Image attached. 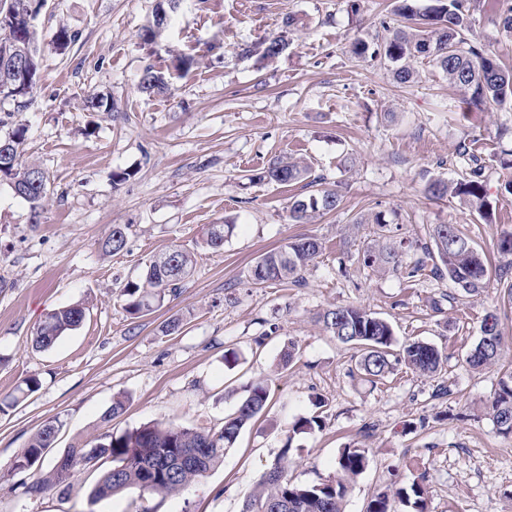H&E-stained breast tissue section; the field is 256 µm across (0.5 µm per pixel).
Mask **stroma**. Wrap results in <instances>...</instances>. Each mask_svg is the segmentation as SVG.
<instances>
[{
  "label": "stroma",
  "mask_w": 512,
  "mask_h": 512,
  "mask_svg": "<svg viewBox=\"0 0 512 512\" xmlns=\"http://www.w3.org/2000/svg\"><path fill=\"white\" fill-rule=\"evenodd\" d=\"M180 0L169 13L166 52L148 55L139 33L156 0H47L38 21L40 78L31 104L0 102V118L25 125V158L48 177L39 215L0 181V512H241L245 496L278 460L300 484L333 478L342 448L366 449L368 467L352 482L344 512H366L389 488L424 478L429 512H512V436L498 434L485 404L512 373V304L498 283L468 297L446 279L406 269L363 267L357 251L375 216L399 225L407 259L420 255L437 224L465 225L497 264L500 235L512 231V108L465 111L460 95L429 60L415 83L398 84L380 60L351 53L356 39L379 44L392 25L393 0ZM512 0H471L472 35L512 68V34L502 19ZM288 52L271 64L242 47L281 31ZM78 31L56 49L60 26ZM196 60L162 95L138 90L144 66L169 69L173 54ZM112 96L114 112H89L88 93ZM484 162L492 206L483 221L459 199L435 200L429 180L460 179L469 154ZM278 156L305 159L312 176L337 188L340 207L308 223L288 206L302 185L255 181ZM134 169L113 186L112 173ZM235 229L222 249L203 243L208 225ZM128 227L125 250L102 244L113 225ZM315 237L323 252L303 273L305 286H254L248 271L291 239ZM196 256L193 274L153 312L135 318L121 291L171 246ZM80 303L86 319L50 349L33 338L49 310ZM363 308L389 321L398 343L419 339L448 360L433 376L404 365L377 384L362 381L355 351L318 323L323 310ZM497 314L505 348L499 364L470 367L467 355L488 314ZM179 320L178 332L163 328ZM293 357L283 361L285 348ZM238 355L234 366L225 352ZM38 376L40 389L17 400ZM265 382L268 405L223 461L180 493L125 491L98 502L99 469L77 471L39 496L25 483L39 469L11 471L48 420L65 426L56 452L105 433L151 422L221 428ZM450 396L436 394L438 385ZM124 412L103 423L117 396ZM320 417L319 428L294 432Z\"/></svg>",
  "instance_id": "stroma-1"
}]
</instances>
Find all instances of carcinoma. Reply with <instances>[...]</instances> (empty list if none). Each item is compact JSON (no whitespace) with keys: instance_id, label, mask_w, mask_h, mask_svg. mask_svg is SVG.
I'll use <instances>...</instances> for the list:
<instances>
[{"instance_id":"carcinoma-1","label":"carcinoma","mask_w":512,"mask_h":512,"mask_svg":"<svg viewBox=\"0 0 512 512\" xmlns=\"http://www.w3.org/2000/svg\"><path fill=\"white\" fill-rule=\"evenodd\" d=\"M177 3L178 0H158L152 21L143 27L140 40L149 54L162 51L167 10L175 9ZM41 8L40 0H0V101L12 100L19 108L28 105L39 81L34 21ZM394 14L400 18V24L388 29L383 43L373 49L370 43L358 39L352 46V53L359 58L383 59L400 84L414 80L416 70L413 62L429 58L448 76V82L462 92L463 100L470 108L483 110L512 101V70L504 68L498 59L469 38L472 29L466 0H430V4L423 8L416 5V0H396ZM301 25V19L290 15L284 22L285 31L266 37L254 46L242 48L241 55L248 57L257 53L264 60L277 59L288 49V30ZM7 55L29 61L32 83L25 84L12 62L4 60ZM193 64V58L183 55L176 57L172 72L147 65L140 74L138 90L149 96L165 93L172 78L187 76ZM85 109L89 112H112L114 104L104 94L91 93L85 98ZM26 140L27 129L22 125L0 135V148L11 156V164L0 167V178L5 177L21 188L20 197L36 212L47 197L48 179L39 167L21 163ZM463 154L469 155L470 162L474 164L469 173L454 183L440 178L431 179L425 191L436 199L451 194L485 220L489 217V203L481 180L483 165L476 155L466 150ZM253 179L277 185L307 181V186L314 188V193L295 199L290 207V216L297 223L330 213L341 202L338 191L311 177L310 167L303 161L277 158L256 173ZM374 224V238L358 251V261L366 267L399 270L404 254L402 246L392 241L390 225L385 221L377 217ZM127 230L125 225H112L103 243V251L110 255L122 252L127 245ZM233 230L232 224H211L204 244L219 250ZM321 252L322 242L319 239L297 238L260 256L251 267L249 278L258 286L269 282L301 286L304 282L302 272ZM421 252L409 272L410 276L427 269L430 276L446 278L466 294L477 296L488 287L494 274L497 280L503 281V288L512 301L509 270L503 267L491 272L485 254L458 225H434L430 243L422 245ZM194 264V253L180 246L155 257L146 265L139 281H131L124 286L125 310L134 316L152 311L160 305L165 290H176L191 275ZM84 319L85 308L80 304L48 311L37 329L33 346L37 349L52 347L65 332L78 328ZM319 321L337 341L358 350L357 369L371 382L385 378L393 371L396 362L427 376L437 373L443 364L442 352L435 345L423 341L408 342L399 353H393L395 335L390 323L359 307L329 308L320 314ZM482 331L486 335L480 337L468 355L469 364L476 369L496 364L504 345L497 315L490 314L485 318ZM268 397L265 384L251 385L235 413L224 419L223 426L217 431L197 430L173 423H152L120 435L106 433L94 445L87 442L72 445L64 455L76 462L95 451L98 458L111 460L112 466L102 472L91 491L93 502L133 489L153 495H174L222 461L225 451L233 447L241 430L264 411ZM486 410L499 433L512 434V379L500 382ZM62 428L63 422L58 418L44 424L15 457L11 470L24 472L44 462ZM176 452L186 456L180 470L146 476L144 465L154 464L161 469L168 456ZM367 466L365 450L346 447L337 459L336 478L302 485L288 478L287 462H277L275 468L264 474L257 487L245 497L242 512H265V508H277L285 502L289 505L288 512H343L350 481L363 473ZM73 475V471L59 466L56 459L43 476L25 485V492L39 495L54 485L66 483ZM395 498L413 512H427L429 491L421 480L414 481L407 488L397 489L392 495L379 493L370 501L367 512H392L391 500Z\"/></svg>"}]
</instances>
